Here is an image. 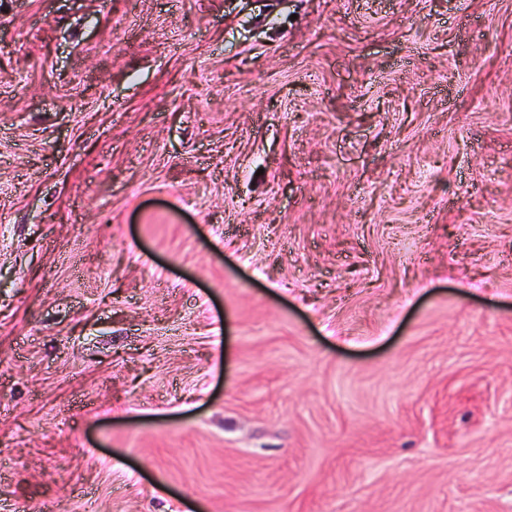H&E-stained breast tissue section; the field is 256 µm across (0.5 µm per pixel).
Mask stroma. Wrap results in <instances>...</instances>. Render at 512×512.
Here are the masks:
<instances>
[{
	"mask_svg": "<svg viewBox=\"0 0 512 512\" xmlns=\"http://www.w3.org/2000/svg\"><path fill=\"white\" fill-rule=\"evenodd\" d=\"M512 512V0H0V500Z\"/></svg>",
	"mask_w": 512,
	"mask_h": 512,
	"instance_id": "stroma-1",
	"label": "stroma"
}]
</instances>
